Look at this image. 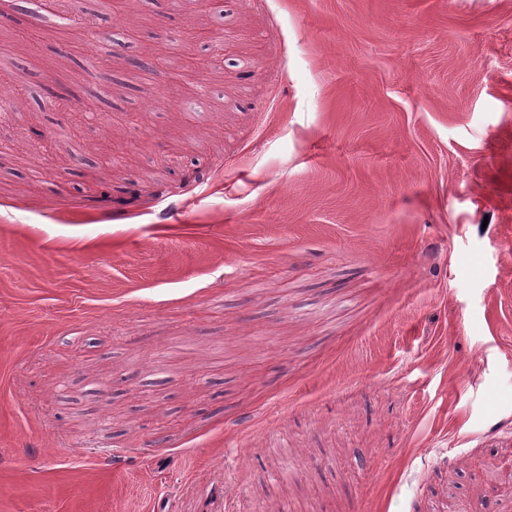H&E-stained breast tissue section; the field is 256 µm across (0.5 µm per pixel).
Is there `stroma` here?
Instances as JSON below:
<instances>
[{"instance_id": "stroma-1", "label": "stroma", "mask_w": 512, "mask_h": 512, "mask_svg": "<svg viewBox=\"0 0 512 512\" xmlns=\"http://www.w3.org/2000/svg\"><path fill=\"white\" fill-rule=\"evenodd\" d=\"M48 8L0 15V512H512V0H224L150 82L193 0ZM115 27L91 123L48 89ZM23 7L29 15L38 19L47 27L55 29H69L72 26V14L52 13L48 12L44 7L42 0H26L23 1Z\"/></svg>"}]
</instances>
